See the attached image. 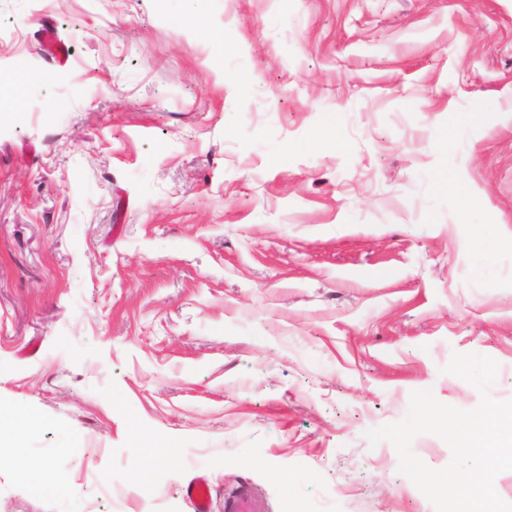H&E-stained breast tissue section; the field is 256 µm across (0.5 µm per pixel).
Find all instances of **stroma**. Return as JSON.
Instances as JSON below:
<instances>
[{"label": "stroma", "instance_id": "35a3bbf8", "mask_svg": "<svg viewBox=\"0 0 512 512\" xmlns=\"http://www.w3.org/2000/svg\"><path fill=\"white\" fill-rule=\"evenodd\" d=\"M19 76L0 512H434L366 433L512 399V0H0ZM14 411L9 407L0 406V445L4 444H12L16 441V439L27 432H31L36 427V420L33 417H30L27 421L28 427L15 429L14 426L8 430H2V425L4 420H12L14 416ZM259 498L246 486H240L224 495L225 512H264Z\"/></svg>", "mask_w": 512, "mask_h": 512}]
</instances>
